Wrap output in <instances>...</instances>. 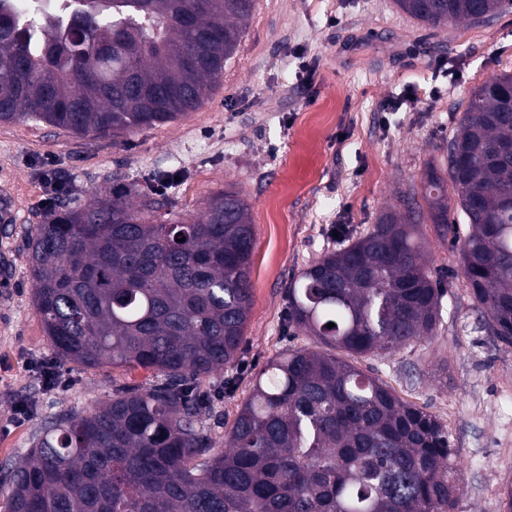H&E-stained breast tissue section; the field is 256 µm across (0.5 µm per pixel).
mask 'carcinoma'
<instances>
[{
  "mask_svg": "<svg viewBox=\"0 0 512 512\" xmlns=\"http://www.w3.org/2000/svg\"><path fill=\"white\" fill-rule=\"evenodd\" d=\"M432 26L486 22L512 0H394ZM255 0H58L46 17L0 8V124L98 138L203 106L239 48ZM442 241L448 188L469 232L461 273L512 347V72L477 86L422 182ZM385 212L288 284L291 347L258 373L217 448L213 397L194 384L235 365L253 301L249 205L233 189L199 216L150 185L92 193L33 225V303L63 361L164 375L46 424L6 476L8 512H454L446 426L336 356H390L442 322L444 289L413 220ZM185 241H180V238ZM334 327H327L328 323Z\"/></svg>",
  "mask_w": 512,
  "mask_h": 512,
  "instance_id": "cac0c4a2",
  "label": "carcinoma"
}]
</instances>
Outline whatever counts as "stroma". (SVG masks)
Segmentation results:
<instances>
[{
  "label": "stroma",
  "mask_w": 512,
  "mask_h": 512,
  "mask_svg": "<svg viewBox=\"0 0 512 512\" xmlns=\"http://www.w3.org/2000/svg\"><path fill=\"white\" fill-rule=\"evenodd\" d=\"M440 58L459 76L434 96ZM506 70L512 11L487 24L433 28L393 0H258L222 84L178 121L99 139L29 121L0 126V207L16 212L15 223H0V248L17 270L0 288V316L10 318L0 324V484L45 419L158 381L142 369L61 362L45 336L25 258L28 231L47 210L45 166L68 178V196L81 204L91 190L165 174L178 177L162 192L181 214L200 213L227 186L245 198L256 239L251 314L237 364L200 384L219 392L215 412L229 424L257 373L309 342L288 328L289 281L369 231L383 211H407L427 168H444L472 90ZM410 86L420 104L383 111ZM418 230L434 277L447 287L442 323L393 355L354 364L447 426L461 486L456 512H500L501 494L512 487V347L478 331L482 309L457 248L433 224ZM48 363L56 373L49 384ZM230 375L236 385L226 393ZM19 407L24 416H16Z\"/></svg>",
  "instance_id": "35a3bbf8"
}]
</instances>
